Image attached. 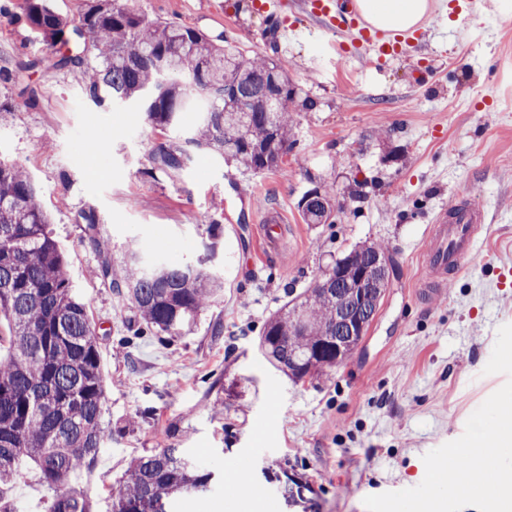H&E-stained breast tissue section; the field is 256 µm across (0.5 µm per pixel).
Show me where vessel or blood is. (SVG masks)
Listing matches in <instances>:
<instances>
[{
    "label": "vessel or blood",
    "mask_w": 512,
    "mask_h": 512,
    "mask_svg": "<svg viewBox=\"0 0 512 512\" xmlns=\"http://www.w3.org/2000/svg\"><path fill=\"white\" fill-rule=\"evenodd\" d=\"M303 10L329 32L349 37L354 46L375 56L396 55L402 50L401 35L374 28L364 21L358 0H304ZM484 219L483 210L461 195L437 213L427 227L421 252L420 295L431 298L440 294L449 278L465 273L475 264Z\"/></svg>",
    "instance_id": "obj_1"
}]
</instances>
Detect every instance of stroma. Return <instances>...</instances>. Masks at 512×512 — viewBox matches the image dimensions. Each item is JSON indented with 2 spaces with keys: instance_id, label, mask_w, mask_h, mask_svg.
Wrapping results in <instances>:
<instances>
[{
  "instance_id": "stroma-1",
  "label": "stroma",
  "mask_w": 512,
  "mask_h": 512,
  "mask_svg": "<svg viewBox=\"0 0 512 512\" xmlns=\"http://www.w3.org/2000/svg\"><path fill=\"white\" fill-rule=\"evenodd\" d=\"M252 2L125 0L148 19L278 59L303 102L280 168L244 174L203 154L169 175L152 170L149 153L180 142L198 112L163 135L129 104L87 98L81 71L18 72L50 50L26 23L27 0H0V157L32 179L99 342L112 439L73 481L93 512H108V489L131 458L166 439L215 474L211 492L177 512H284L277 478L287 467L311 483L320 512H366V496L419 485L423 455L462 436L507 380L484 368L512 323V287L498 285L512 268V0H481L474 13L469 0H431L426 41L380 60L325 34L302 0H285L282 13L299 33L270 45L268 16ZM325 186L335 223H304L300 199ZM458 194L485 212L482 262L427 302L415 288L419 253ZM88 208L113 266L133 245L148 264L210 256L224 289L189 334L136 335L126 298L93 274L99 254L75 221ZM280 211L282 234L255 241L252 226ZM212 224L223 228L213 254ZM370 243L388 247L394 274L366 335L344 364L292 381L262 357L261 327L289 289ZM218 377L230 397L215 415L206 392ZM230 464L246 483L234 500L224 492Z\"/></svg>"
}]
</instances>
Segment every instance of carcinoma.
Wrapping results in <instances>:
<instances>
[{
  "mask_svg": "<svg viewBox=\"0 0 512 512\" xmlns=\"http://www.w3.org/2000/svg\"><path fill=\"white\" fill-rule=\"evenodd\" d=\"M28 24L52 48L45 62L55 69L87 73L84 92L95 102L129 103L162 133L179 126L181 113L200 112L178 146L160 143L150 153L153 169L183 170L196 153L217 154L245 172L277 169L293 149L290 106L297 89L280 61L244 55L227 41L215 43L188 26L152 21L120 0H92L70 24L47 3L28 0ZM299 207L307 224H326L335 210L330 189L305 193ZM98 248L96 213L82 210ZM49 218L36 189L17 164L0 159V313L8 321L7 359L0 360V512H19L12 490L24 461L50 491L89 470L112 440L103 420V377L95 328L64 273V258L47 231ZM386 254L380 244L359 246L336 259L341 278L324 273L269 318L260 331L264 359L292 379L336 366L330 339L340 320H374L388 281L374 266ZM367 274L369 297L357 306L349 284ZM99 275L111 279L135 308L141 332L178 338L198 312L223 290L224 281L206 262L157 263L149 267L138 250L117 274L103 259ZM213 472L180 448L165 444L133 458L108 491L110 512H171L177 495L211 488ZM312 487L291 477L280 486L283 500L308 504ZM47 512H91L83 492L53 497Z\"/></svg>",
  "mask_w": 512,
  "mask_h": 512,
  "instance_id": "carcinoma-1",
  "label": "carcinoma"
}]
</instances>
